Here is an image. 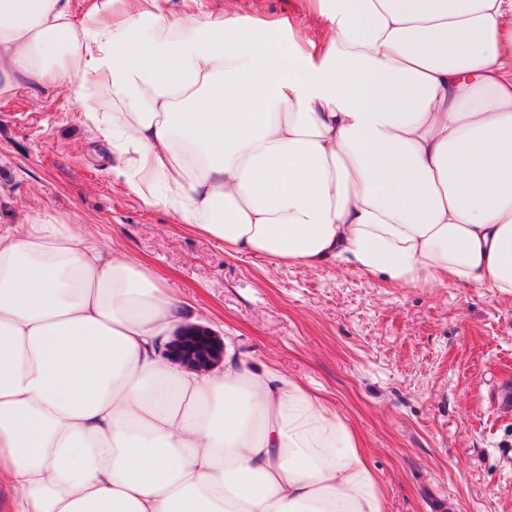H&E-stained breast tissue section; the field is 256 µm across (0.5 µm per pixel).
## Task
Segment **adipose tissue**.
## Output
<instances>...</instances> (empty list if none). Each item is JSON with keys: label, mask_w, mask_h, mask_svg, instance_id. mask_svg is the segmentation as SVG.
Here are the masks:
<instances>
[{"label": "adipose tissue", "mask_w": 512, "mask_h": 512, "mask_svg": "<svg viewBox=\"0 0 512 512\" xmlns=\"http://www.w3.org/2000/svg\"><path fill=\"white\" fill-rule=\"evenodd\" d=\"M0 0V97L64 86L129 190L238 257L512 296V0ZM181 301L39 211L0 229L7 512H388L295 379L165 357ZM224 11L232 16L266 18L286 16L293 23L295 31L304 30L313 34L317 24L308 12L304 0H220Z\"/></svg>", "instance_id": "ef3b65f1"}]
</instances>
